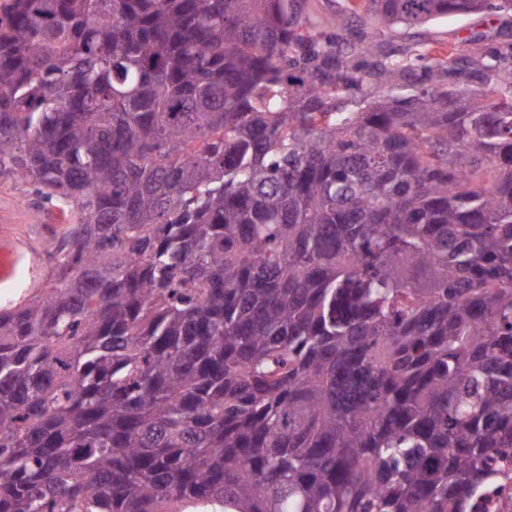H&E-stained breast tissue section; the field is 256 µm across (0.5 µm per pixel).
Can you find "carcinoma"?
Returning a JSON list of instances; mask_svg holds the SVG:
<instances>
[{
    "label": "carcinoma",
    "mask_w": 512,
    "mask_h": 512,
    "mask_svg": "<svg viewBox=\"0 0 512 512\" xmlns=\"http://www.w3.org/2000/svg\"><path fill=\"white\" fill-rule=\"evenodd\" d=\"M389 29L512 0H353ZM306 0H3L0 179L76 211L0 309V512H465L512 454V77ZM313 21L326 33L339 34L341 27L349 15L345 11V5L350 0H306ZM401 93L399 89L391 87H376L368 88L365 85L362 88H353L344 91L338 102L343 106L346 111L356 112L361 107L375 100L387 95H395Z\"/></svg>",
    "instance_id": "obj_1"
}]
</instances>
